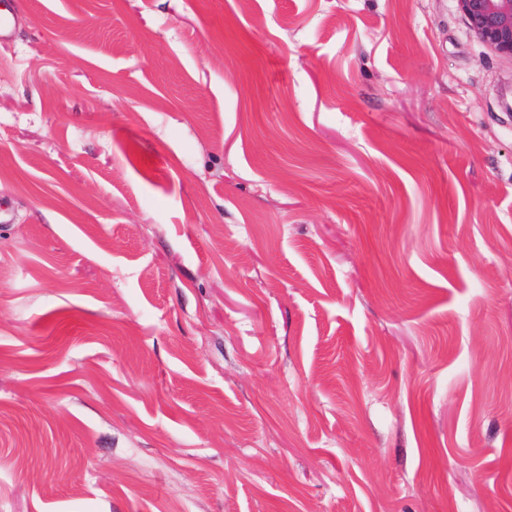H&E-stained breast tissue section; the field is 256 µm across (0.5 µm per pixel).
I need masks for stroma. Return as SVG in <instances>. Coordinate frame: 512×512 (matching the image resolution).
I'll use <instances>...</instances> for the list:
<instances>
[{"label":"stroma","instance_id":"stroma-1","mask_svg":"<svg viewBox=\"0 0 512 512\" xmlns=\"http://www.w3.org/2000/svg\"><path fill=\"white\" fill-rule=\"evenodd\" d=\"M0 512H512V63L454 0H15Z\"/></svg>","mask_w":512,"mask_h":512}]
</instances>
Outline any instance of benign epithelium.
I'll use <instances>...</instances> for the list:
<instances>
[{
	"label": "benign epithelium",
	"instance_id": "obj_1",
	"mask_svg": "<svg viewBox=\"0 0 512 512\" xmlns=\"http://www.w3.org/2000/svg\"><path fill=\"white\" fill-rule=\"evenodd\" d=\"M471 36L492 55L512 62V0H454Z\"/></svg>",
	"mask_w": 512,
	"mask_h": 512
}]
</instances>
